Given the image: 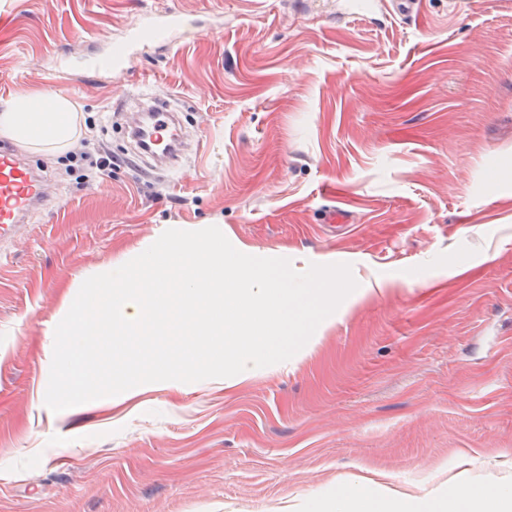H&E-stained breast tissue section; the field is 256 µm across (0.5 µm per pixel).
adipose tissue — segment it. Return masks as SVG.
<instances>
[{"instance_id": "ef3b65f1", "label": "adipose tissue", "mask_w": 512, "mask_h": 512, "mask_svg": "<svg viewBox=\"0 0 512 512\" xmlns=\"http://www.w3.org/2000/svg\"><path fill=\"white\" fill-rule=\"evenodd\" d=\"M81 121L80 105L61 91L24 90L0 111V135L60 155L79 134ZM329 512H512V481L454 478L430 492L388 493L381 481L359 477L337 487Z\"/></svg>"}]
</instances>
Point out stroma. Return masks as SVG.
<instances>
[{"mask_svg": "<svg viewBox=\"0 0 512 512\" xmlns=\"http://www.w3.org/2000/svg\"><path fill=\"white\" fill-rule=\"evenodd\" d=\"M169 9L208 34L113 70ZM46 85L85 129L61 157L27 150L53 200L0 236V512H318L372 470L398 489L512 474V0H0V107ZM169 94L194 148L159 175L120 125ZM100 150L104 174L80 159ZM212 225L358 287L292 371L52 412L75 285Z\"/></svg>", "mask_w": 512, "mask_h": 512, "instance_id": "35a3bbf8", "label": "stroma"}]
</instances>
